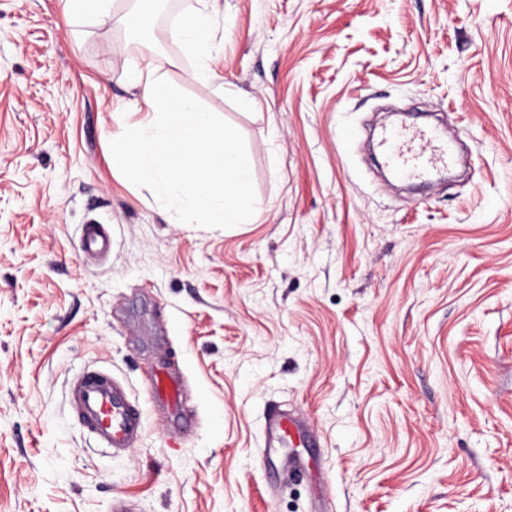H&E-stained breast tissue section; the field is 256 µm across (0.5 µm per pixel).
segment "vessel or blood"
Listing matches in <instances>:
<instances>
[{
  "mask_svg": "<svg viewBox=\"0 0 512 512\" xmlns=\"http://www.w3.org/2000/svg\"><path fill=\"white\" fill-rule=\"evenodd\" d=\"M386 164L404 179L427 180L447 168L456 156L450 141L434 127H392L383 130L377 143ZM186 381L162 363L151 371L146 397L180 410L185 406ZM69 400L80 424L97 443L113 452L136 448L146 432V417L127 386L110 371L89 369L76 376L68 389ZM265 460L281 459L285 468L299 470L304 463L286 454L290 437L312 445V430L296 416L274 411L266 419Z\"/></svg>",
  "mask_w": 512,
  "mask_h": 512,
  "instance_id": "obj_1",
  "label": "vessel or blood"
}]
</instances>
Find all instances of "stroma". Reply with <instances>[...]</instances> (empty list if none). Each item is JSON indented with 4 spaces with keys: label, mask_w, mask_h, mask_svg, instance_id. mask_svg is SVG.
<instances>
[{
    "label": "stroma",
    "mask_w": 512,
    "mask_h": 512,
    "mask_svg": "<svg viewBox=\"0 0 512 512\" xmlns=\"http://www.w3.org/2000/svg\"><path fill=\"white\" fill-rule=\"evenodd\" d=\"M180 4L142 47L132 0H0V512H512V0H220L207 79ZM145 67L243 135L248 223H178L113 170ZM408 109L470 151L417 199L363 148ZM161 360L183 416L144 398ZM88 368L143 401L128 453L66 400ZM273 407L320 439L301 475L262 462ZM110 0H67L68 16L107 23L112 19Z\"/></svg>",
    "instance_id": "obj_1"
}]
</instances>
